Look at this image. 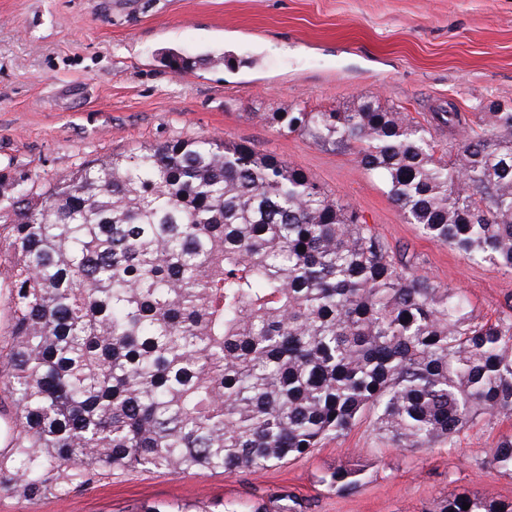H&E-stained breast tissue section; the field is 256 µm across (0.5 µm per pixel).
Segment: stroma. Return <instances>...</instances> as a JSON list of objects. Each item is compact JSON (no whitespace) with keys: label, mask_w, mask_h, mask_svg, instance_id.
Instances as JSON below:
<instances>
[{"label":"stroma","mask_w":512,"mask_h":512,"mask_svg":"<svg viewBox=\"0 0 512 512\" xmlns=\"http://www.w3.org/2000/svg\"><path fill=\"white\" fill-rule=\"evenodd\" d=\"M187 66L168 67V54ZM366 99L429 123L455 104L512 112V0H0V171L52 183L82 162L177 138L214 136L274 154L355 207L418 273L461 289L481 316L512 306V272L472 264L407 223L347 151L282 134L273 112H348ZM512 418L483 420L456 447H393L366 420L313 454L253 473L175 478L136 471L64 502L0 491V512H129L157 502L277 505L305 512H433L454 489L512 497L487 463ZM350 462L361 489L323 476Z\"/></svg>","instance_id":"35a3bbf8"}]
</instances>
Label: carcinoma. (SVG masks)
<instances>
[{"mask_svg": "<svg viewBox=\"0 0 512 512\" xmlns=\"http://www.w3.org/2000/svg\"><path fill=\"white\" fill-rule=\"evenodd\" d=\"M270 119L353 154L427 238L512 272V112L434 113L465 130L449 162L430 127L372 101ZM0 282V488L27 502L132 471L266 470L364 417L405 449L512 417V314L479 319L355 208L244 144L173 139L49 187L1 173ZM488 465L512 474L511 436ZM364 479L340 464L323 482L346 496ZM436 512L512 498L452 490Z\"/></svg>", "mask_w": 512, "mask_h": 512, "instance_id": "carcinoma-1", "label": "carcinoma"}]
</instances>
